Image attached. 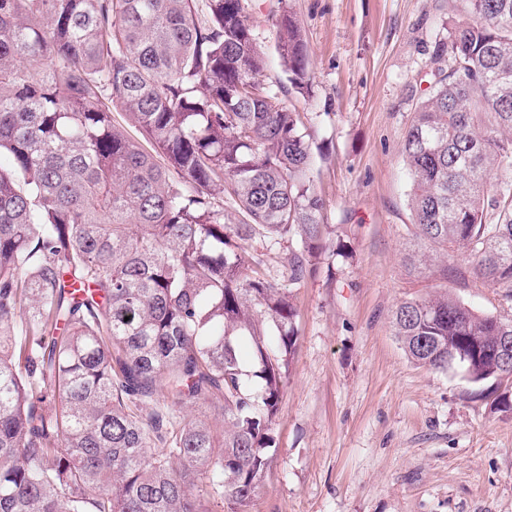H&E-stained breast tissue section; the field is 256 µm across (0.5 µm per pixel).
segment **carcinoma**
I'll return each instance as SVG.
<instances>
[{"label":"carcinoma","mask_w":512,"mask_h":512,"mask_svg":"<svg viewBox=\"0 0 512 512\" xmlns=\"http://www.w3.org/2000/svg\"><path fill=\"white\" fill-rule=\"evenodd\" d=\"M0 0V512H247L296 349L290 293L242 244L291 240L288 280L323 249L300 113L260 83L241 0ZM402 144L417 240L439 278L512 299V0H463ZM276 51L304 95L299 21ZM128 113L181 176L112 124ZM228 183L233 214L214 206ZM468 256L463 272L451 260ZM416 362L448 351L512 411V318L448 293L400 303ZM166 400L160 401V392ZM210 404L220 420L187 409Z\"/></svg>","instance_id":"carcinoma-1"}]
</instances>
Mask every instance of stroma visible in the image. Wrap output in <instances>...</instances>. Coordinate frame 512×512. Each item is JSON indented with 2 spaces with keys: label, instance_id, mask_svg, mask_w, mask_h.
Wrapping results in <instances>:
<instances>
[{
  "label": "stroma",
  "instance_id": "35a3bbf8",
  "mask_svg": "<svg viewBox=\"0 0 512 512\" xmlns=\"http://www.w3.org/2000/svg\"><path fill=\"white\" fill-rule=\"evenodd\" d=\"M242 5L268 86L284 78L280 9L302 26L311 88L284 100L322 148L313 179L325 201V249L300 283L288 282L291 243L245 245L298 310L275 451L248 512H512V412L493 411L461 370L409 359L392 328L397 304L444 289L512 318L504 289L444 282L404 261L416 227L401 148L448 35V0Z\"/></svg>",
  "mask_w": 512,
  "mask_h": 512
}]
</instances>
